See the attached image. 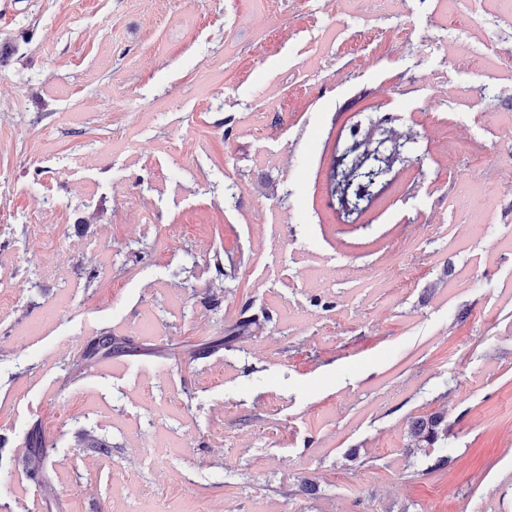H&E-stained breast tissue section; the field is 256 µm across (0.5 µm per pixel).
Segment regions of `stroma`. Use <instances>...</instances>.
Wrapping results in <instances>:
<instances>
[{
	"instance_id": "35a3bbf8",
	"label": "stroma",
	"mask_w": 512,
	"mask_h": 512,
	"mask_svg": "<svg viewBox=\"0 0 512 512\" xmlns=\"http://www.w3.org/2000/svg\"><path fill=\"white\" fill-rule=\"evenodd\" d=\"M461 8L460 40L439 0H0V506L512 512V15ZM369 133L404 148L348 222ZM104 333L123 367L71 373ZM434 413L441 470L409 437ZM245 312L241 313L239 319H237L232 325L228 326L224 330V336H219L207 345V348L212 350H218L224 346H230L232 343L245 336H251L254 328L257 327L258 320L255 317H244Z\"/></svg>"
}]
</instances>
